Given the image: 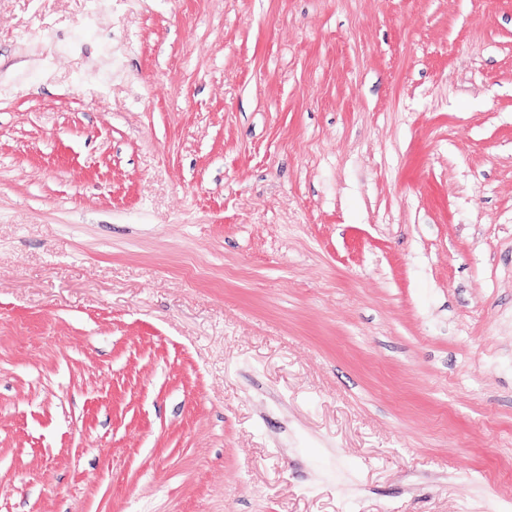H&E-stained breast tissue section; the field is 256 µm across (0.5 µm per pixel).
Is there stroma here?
<instances>
[{
    "label": "stroma",
    "mask_w": 512,
    "mask_h": 512,
    "mask_svg": "<svg viewBox=\"0 0 512 512\" xmlns=\"http://www.w3.org/2000/svg\"><path fill=\"white\" fill-rule=\"evenodd\" d=\"M0 512H512V0H0Z\"/></svg>",
    "instance_id": "stroma-1"
}]
</instances>
